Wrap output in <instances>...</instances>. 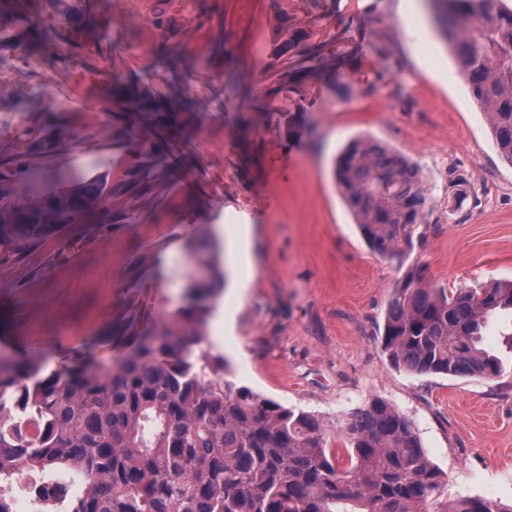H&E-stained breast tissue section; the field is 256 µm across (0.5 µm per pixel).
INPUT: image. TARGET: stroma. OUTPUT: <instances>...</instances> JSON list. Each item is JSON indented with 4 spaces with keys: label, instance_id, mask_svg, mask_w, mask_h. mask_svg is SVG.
Wrapping results in <instances>:
<instances>
[{
    "label": "stroma",
    "instance_id": "stroma-1",
    "mask_svg": "<svg viewBox=\"0 0 512 512\" xmlns=\"http://www.w3.org/2000/svg\"><path fill=\"white\" fill-rule=\"evenodd\" d=\"M66 9L98 44L88 64L99 81L74 91L64 63L0 16V162L19 152L22 131H65L66 145L37 166L69 181L102 176L112 206L0 253V353L56 362L91 349L110 359L133 329L182 305L183 244L206 233L234 279L207 332L240 384L325 419L381 398L447 473L444 500L512 501V359L493 381L420 375L392 366L381 343L405 269L447 289L512 280V163L457 78L426 0H67ZM277 9L345 61L270 102ZM230 72L270 105L256 127L244 128L238 96L224 89ZM134 87L173 112L169 135L129 137L124 113L107 111ZM358 136L421 171L430 215L403 261L369 250L337 192L336 157ZM242 224L253 244L236 264ZM65 240L78 248L63 258Z\"/></svg>",
    "mask_w": 512,
    "mask_h": 512
}]
</instances>
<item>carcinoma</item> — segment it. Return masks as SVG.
I'll list each match as a JSON object with an SVG mask.
<instances>
[{
  "label": "carcinoma",
  "mask_w": 512,
  "mask_h": 512,
  "mask_svg": "<svg viewBox=\"0 0 512 512\" xmlns=\"http://www.w3.org/2000/svg\"><path fill=\"white\" fill-rule=\"evenodd\" d=\"M57 19L33 16L30 0H0V12L35 25L38 37L71 61L79 31L53 0ZM433 19L460 76L482 108L499 155L512 164V10L495 0H430ZM276 55L297 50L276 70L274 94L301 66L324 72L341 58L304 42L274 15ZM112 106L154 105L129 89ZM27 151L0 163V250L36 243L85 214L109 209L112 189L98 176L74 183L16 168L53 152L63 134L26 132ZM334 176L369 249L395 258L414 248L426 223L427 190L402 153L358 138L339 154ZM203 270L169 323L135 331L108 362L0 356V482L20 470L85 477L64 512H431L448 474L429 458L410 419L381 398L328 425L238 384L212 353L207 325L225 274L215 241L194 249ZM512 312V280L481 288H436L418 270L398 280L384 319L391 365L420 374L501 376L503 361L484 340L489 322ZM436 512H512L500 501L462 496Z\"/></svg>",
  "instance_id": "carcinoma-1"
}]
</instances>
